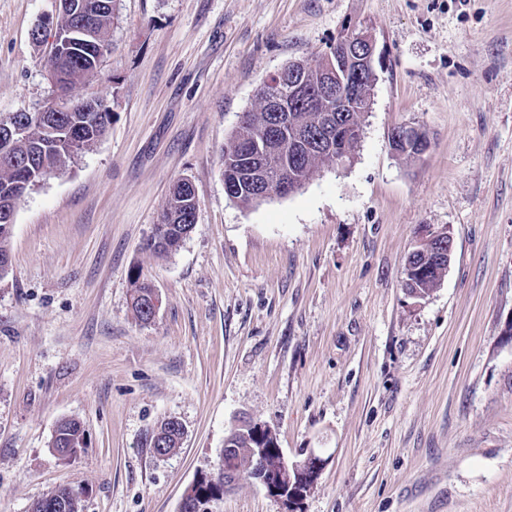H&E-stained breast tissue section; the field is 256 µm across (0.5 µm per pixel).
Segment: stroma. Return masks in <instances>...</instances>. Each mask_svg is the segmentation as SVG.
I'll return each instance as SVG.
<instances>
[{"label":"stroma","mask_w":512,"mask_h":512,"mask_svg":"<svg viewBox=\"0 0 512 512\" xmlns=\"http://www.w3.org/2000/svg\"><path fill=\"white\" fill-rule=\"evenodd\" d=\"M58 0H0V114L54 95L34 30ZM91 150L19 202L0 277V512L63 487L82 512H180L242 418L326 459L296 512H512V0H115ZM380 58L352 161L249 208L221 155L257 88L348 25ZM413 124L428 148L396 155ZM196 222L146 247L172 185ZM452 262L403 288L423 225ZM140 269L159 308L131 306ZM85 446L57 456L58 422ZM170 418L179 448L151 435ZM212 512H285L243 478Z\"/></svg>","instance_id":"stroma-1"}]
</instances>
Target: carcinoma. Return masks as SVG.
<instances>
[{"label":"carcinoma","instance_id":"1","mask_svg":"<svg viewBox=\"0 0 512 512\" xmlns=\"http://www.w3.org/2000/svg\"><path fill=\"white\" fill-rule=\"evenodd\" d=\"M114 0H70V10L82 14L93 11L94 44L92 52L80 49L78 53L66 54L48 60L55 73L56 92L69 99L71 111L45 112L39 123L28 124L26 135L18 138L10 135L13 126L28 119V113L17 112L7 119L0 118V148L7 156L0 159V259L9 258V242L12 224L7 222L9 215L16 212L19 201L36 186L39 168L52 170L65 165L101 140L112 123V112L104 100H98V111H82V100L71 99L70 92L86 82L97 70L101 56L107 48L106 37L114 23ZM283 95L277 89L276 78L259 88L255 94L254 107L246 112V120L239 130L224 145L222 165L227 169L248 172L252 169L268 167L272 176L279 175L278 161L283 155V144L278 140L264 139L269 127L274 123L275 113L271 111L269 99L272 95ZM290 128L303 134L321 125L327 113L318 108L302 107L290 113ZM336 164V153L328 150H312L288 162V178L303 187L323 166ZM190 182L177 181L169 191L159 223L154 225L146 247L154 254L163 256L176 250L184 239L186 231L193 226L188 220L191 215L188 203L191 198ZM240 206L248 208L267 199L261 191L250 184H244L237 194ZM445 265L434 263L423 278L415 281L424 292L433 291L444 276ZM133 286L132 308L137 318L147 323L152 313L154 288L135 269L131 274ZM83 430L79 422L68 419L57 426L52 447L75 448L80 446ZM263 446L275 452L278 442L269 438L262 443L242 421L229 447L233 451L224 456L223 467L233 471L238 478L251 477L247 467V449ZM82 491L65 487L35 502L32 512H80ZM224 496V486L213 483L209 474L202 475L196 482L192 500L199 505L200 512H208L210 502Z\"/></svg>","mask_w":512,"mask_h":512}]
</instances>
